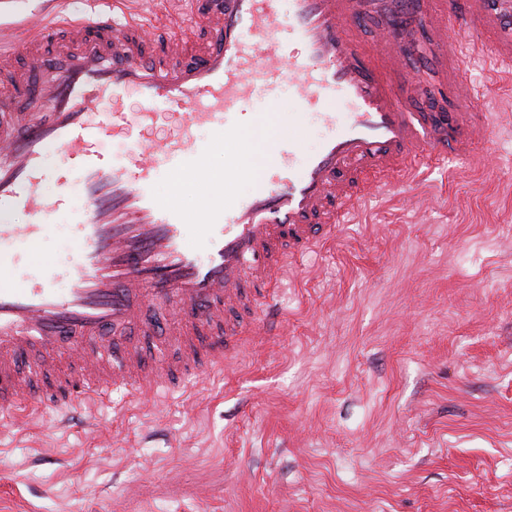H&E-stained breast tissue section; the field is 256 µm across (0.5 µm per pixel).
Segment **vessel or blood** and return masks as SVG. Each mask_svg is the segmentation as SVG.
<instances>
[{"label": "vessel or blood", "instance_id": "1", "mask_svg": "<svg viewBox=\"0 0 512 512\" xmlns=\"http://www.w3.org/2000/svg\"><path fill=\"white\" fill-rule=\"evenodd\" d=\"M191 23L145 27L131 15L58 13L28 26L16 68L0 51V91L26 93L23 109L0 101V412L39 417L100 403L122 390L181 387L223 369L249 341L292 261L335 239L345 216L373 191L409 181L441 161H472L485 149L484 94L468 83L472 56L512 74V0H189ZM377 20L366 40L362 18ZM427 66L447 112L418 107L409 71ZM290 81L294 105L251 192L238 141L258 128L238 106ZM139 112L124 113L128 97ZM316 109L328 134L301 151ZM171 112L176 135L133 139L129 159L103 140L147 129ZM208 126L216 138L197 140ZM65 168L43 165L48 149ZM224 178L212 182L213 155ZM203 187L197 216L178 196H159L160 173ZM78 180L83 200L65 187ZM59 184L57 194L42 190ZM29 221L16 223V212ZM198 219L204 252L185 229ZM59 219L73 224L76 252L64 274L33 268L13 278L16 243L36 244ZM165 310L163 325L146 307ZM164 336L172 356L148 365L146 342ZM34 352L20 365L18 356ZM69 358L67 372L57 366Z\"/></svg>", "mask_w": 512, "mask_h": 512}]
</instances>
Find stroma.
<instances>
[{
	"mask_svg": "<svg viewBox=\"0 0 512 512\" xmlns=\"http://www.w3.org/2000/svg\"><path fill=\"white\" fill-rule=\"evenodd\" d=\"M54 0H0V45ZM494 159L381 190L296 263L195 393L122 391L100 428L0 415V512H512V77L474 61ZM66 221L24 264L63 268Z\"/></svg>",
	"mask_w": 512,
	"mask_h": 512,
	"instance_id": "stroma-1",
	"label": "stroma"
}]
</instances>
